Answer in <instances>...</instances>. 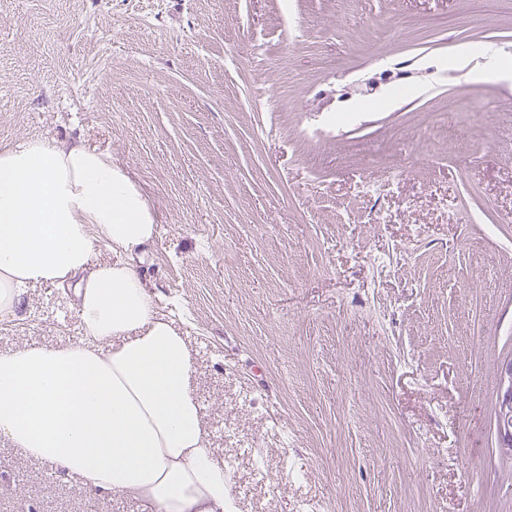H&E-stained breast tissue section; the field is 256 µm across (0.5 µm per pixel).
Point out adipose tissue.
<instances>
[{
    "label": "adipose tissue",
    "instance_id": "ef3b65f1",
    "mask_svg": "<svg viewBox=\"0 0 512 512\" xmlns=\"http://www.w3.org/2000/svg\"><path fill=\"white\" fill-rule=\"evenodd\" d=\"M157 223L108 153L45 138L0 153V316L27 288L72 282L86 336L0 353V436L144 512H239L207 444L186 341L126 260ZM101 242L114 261L98 260Z\"/></svg>",
    "mask_w": 512,
    "mask_h": 512
}]
</instances>
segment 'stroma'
Returning a JSON list of instances; mask_svg holds the SVG:
<instances>
[{"mask_svg": "<svg viewBox=\"0 0 512 512\" xmlns=\"http://www.w3.org/2000/svg\"><path fill=\"white\" fill-rule=\"evenodd\" d=\"M477 44L512 57V0H0V151L141 186L239 512H512V80ZM81 337L59 288L0 319V352ZM0 512L142 506L0 437ZM471 52L487 57L488 62L485 69L477 73L480 80H502L512 79V60L494 53L490 47L485 45H476L471 48ZM501 396L497 408V431L504 454L512 457V359L498 368Z\"/></svg>", "mask_w": 512, "mask_h": 512, "instance_id": "1", "label": "stroma"}]
</instances>
